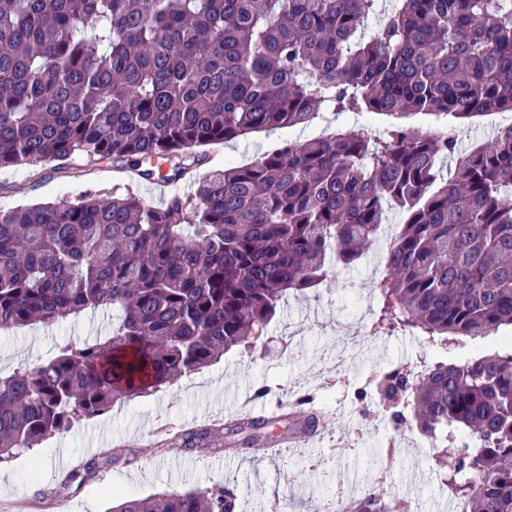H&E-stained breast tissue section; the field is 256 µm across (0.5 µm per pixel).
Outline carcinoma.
I'll list each match as a JSON object with an SVG mask.
<instances>
[{"instance_id": "cac0c4a2", "label": "carcinoma", "mask_w": 512, "mask_h": 512, "mask_svg": "<svg viewBox=\"0 0 512 512\" xmlns=\"http://www.w3.org/2000/svg\"><path fill=\"white\" fill-rule=\"evenodd\" d=\"M490 112H512V0H0V168L85 155L176 183L204 146L333 126L199 173L159 205L86 190L0 210V330L119 312L104 340L0 375V464L253 349L283 298L359 261L390 207L403 221L370 335L408 330L448 351L512 330V130L462 150L411 122L458 131ZM345 114L383 116L386 132L333 124ZM376 386L395 428L440 441L431 469L462 512H512V335ZM268 427L236 419L225 433L250 447ZM235 507L221 485L112 512ZM392 507L372 486L343 510Z\"/></svg>"}]
</instances>
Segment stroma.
<instances>
[{
    "instance_id": "obj_1",
    "label": "stroma",
    "mask_w": 512,
    "mask_h": 512,
    "mask_svg": "<svg viewBox=\"0 0 512 512\" xmlns=\"http://www.w3.org/2000/svg\"><path fill=\"white\" fill-rule=\"evenodd\" d=\"M323 126L277 129L226 144L204 147V167L225 162L247 164L279 144L320 136ZM181 181L155 191L132 169L86 156L64 162L0 169V209L47 203L90 190L103 195L131 190L159 204L192 191ZM387 247L374 241L355 264L337 266L332 277L304 296H289L279 305L264 338L249 353L232 351L218 363L161 391L113 406L103 416L74 423L43 442L32 453L0 464V512H109L127 496L141 499L173 489H210L229 482L235 489L237 512H320L327 495L336 491L342 474L358 482L381 484L399 500L421 501V512H437L448 492L430 470L428 459L412 461L391 451L387 424L357 420L350 397L354 389L373 382L388 364H419L437 351L427 339L396 332L386 336L355 335L356 323L371 320L377 308L372 282ZM113 313L103 307L49 328L0 331V374L55 356L66 342H92L112 332ZM355 348L352 376L340 382L332 369L336 351ZM265 397H257L261 387ZM311 395L332 428L330 440H314L304 448H288L275 460L260 448L248 450L249 462L226 457L224 417L239 414L243 404L272 416L289 405V388ZM165 435H158V428ZM209 430L207 445L190 452L174 435ZM125 445L128 454L102 465L94 478L72 482L64 496L47 491L65 478L56 469L60 453L71 460L97 458L101 440Z\"/></svg>"
}]
</instances>
